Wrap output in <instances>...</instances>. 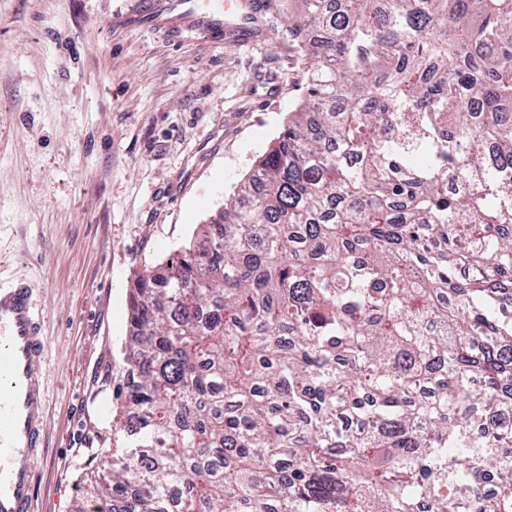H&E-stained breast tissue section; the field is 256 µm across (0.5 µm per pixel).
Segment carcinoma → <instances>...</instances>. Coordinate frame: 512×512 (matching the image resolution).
I'll list each match as a JSON object with an SVG mask.
<instances>
[{
	"instance_id": "carcinoma-1",
	"label": "carcinoma",
	"mask_w": 512,
	"mask_h": 512,
	"mask_svg": "<svg viewBox=\"0 0 512 512\" xmlns=\"http://www.w3.org/2000/svg\"><path fill=\"white\" fill-rule=\"evenodd\" d=\"M298 2L294 118L136 280L96 512H512V0Z\"/></svg>"
}]
</instances>
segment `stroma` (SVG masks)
Here are the masks:
<instances>
[{
  "label": "stroma",
  "instance_id": "stroma-1",
  "mask_svg": "<svg viewBox=\"0 0 512 512\" xmlns=\"http://www.w3.org/2000/svg\"><path fill=\"white\" fill-rule=\"evenodd\" d=\"M263 2L211 39L137 26L146 0H0V285L29 280L47 340L35 512H90L135 275L188 246L306 92L296 7Z\"/></svg>",
  "mask_w": 512,
  "mask_h": 512
}]
</instances>
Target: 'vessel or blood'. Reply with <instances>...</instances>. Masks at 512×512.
<instances>
[{"label": "vessel or blood", "mask_w": 512, "mask_h": 512, "mask_svg": "<svg viewBox=\"0 0 512 512\" xmlns=\"http://www.w3.org/2000/svg\"><path fill=\"white\" fill-rule=\"evenodd\" d=\"M243 0H154L144 26L208 35L235 27ZM46 343L27 281L0 287V512H32L46 448Z\"/></svg>", "instance_id": "obj_1"}]
</instances>
